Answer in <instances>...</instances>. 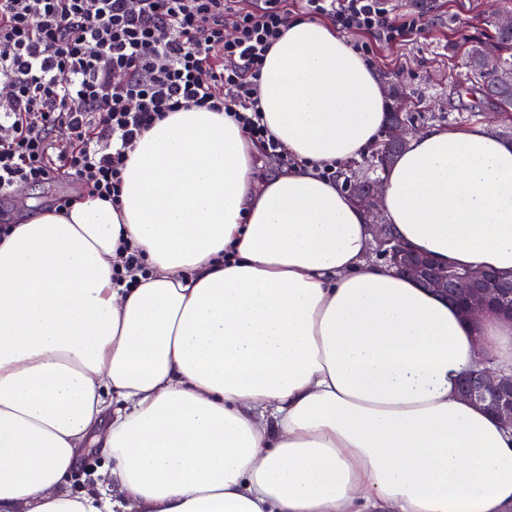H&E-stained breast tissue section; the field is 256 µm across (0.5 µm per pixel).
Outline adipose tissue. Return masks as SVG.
<instances>
[{"label": "adipose tissue", "mask_w": 512, "mask_h": 512, "mask_svg": "<svg viewBox=\"0 0 512 512\" xmlns=\"http://www.w3.org/2000/svg\"><path fill=\"white\" fill-rule=\"evenodd\" d=\"M260 107L295 164L221 112L167 113L122 174L0 237V512H512V429L461 373L512 370V321L477 323L371 255L319 166L380 139L387 93L327 24L293 19ZM414 250L512 274V141L434 124L384 175ZM144 270L113 279L123 252ZM109 465L73 492L87 445Z\"/></svg>", "instance_id": "adipose-tissue-1"}]
</instances>
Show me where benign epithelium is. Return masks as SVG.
Returning a JSON list of instances; mask_svg holds the SVG:
<instances>
[{"mask_svg":"<svg viewBox=\"0 0 512 512\" xmlns=\"http://www.w3.org/2000/svg\"><path fill=\"white\" fill-rule=\"evenodd\" d=\"M414 125L391 121L386 131V144L403 147ZM361 179L351 167L345 185L354 188L352 195L370 218L373 249L380 259L401 273L415 278L433 289L446 301L474 319L489 308L512 320V276L490 270H455L442 266L406 248L381 218L376 208L381 191L379 182L361 188ZM460 396L472 402L507 427H512V372L493 368L473 369L459 382Z\"/></svg>","mask_w":512,"mask_h":512,"instance_id":"obj_1","label":"benign epithelium"}]
</instances>
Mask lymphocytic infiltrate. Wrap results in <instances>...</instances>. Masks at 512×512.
I'll list each match as a JSON object with an SVG mask.
<instances>
[{"label":"lymphocytic infiltrate","instance_id":"f902f5d3","mask_svg":"<svg viewBox=\"0 0 512 512\" xmlns=\"http://www.w3.org/2000/svg\"><path fill=\"white\" fill-rule=\"evenodd\" d=\"M296 10L386 43L428 30L382 0H0V193L64 175L117 201L136 139L191 108L227 114L293 166L264 123L259 78Z\"/></svg>","mask_w":512,"mask_h":512}]
</instances>
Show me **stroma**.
<instances>
[{"label": "stroma", "instance_id": "stroma-1", "mask_svg": "<svg viewBox=\"0 0 512 512\" xmlns=\"http://www.w3.org/2000/svg\"><path fill=\"white\" fill-rule=\"evenodd\" d=\"M393 15L417 14L426 8L429 31L406 41L384 44L368 34L357 33L355 46L367 48L368 59L387 85L421 97L422 109L455 119L461 112L457 96L450 87L465 68L461 56L451 55L449 43L481 34L488 11L501 9L504 0H386ZM78 186L67 180L40 185H23L0 199V218L17 221L24 212L53 206L57 197H78Z\"/></svg>", "mask_w": 512, "mask_h": 512}]
</instances>
